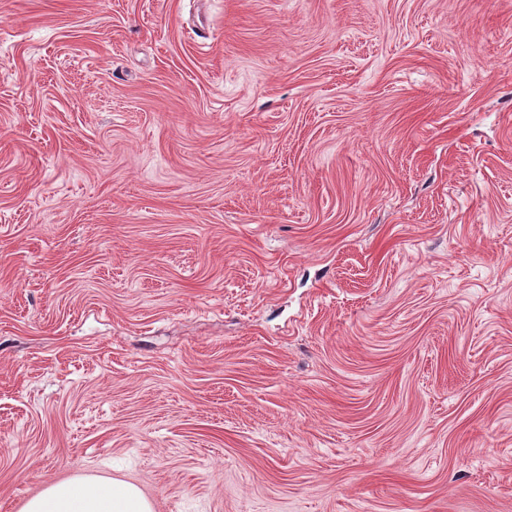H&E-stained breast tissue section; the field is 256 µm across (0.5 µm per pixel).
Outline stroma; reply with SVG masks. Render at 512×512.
<instances>
[{
	"mask_svg": "<svg viewBox=\"0 0 512 512\" xmlns=\"http://www.w3.org/2000/svg\"><path fill=\"white\" fill-rule=\"evenodd\" d=\"M512 512V0H0V512ZM23 512H153L135 485L112 479L79 477L48 485L31 497Z\"/></svg>",
	"mask_w": 512,
	"mask_h": 512,
	"instance_id": "obj_1",
	"label": "stroma"
}]
</instances>
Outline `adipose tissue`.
Listing matches in <instances>:
<instances>
[{
    "mask_svg": "<svg viewBox=\"0 0 512 512\" xmlns=\"http://www.w3.org/2000/svg\"><path fill=\"white\" fill-rule=\"evenodd\" d=\"M23 512H153V506L133 484L79 477L48 485Z\"/></svg>",
    "mask_w": 512,
    "mask_h": 512,
    "instance_id": "1",
    "label": "adipose tissue"
}]
</instances>
